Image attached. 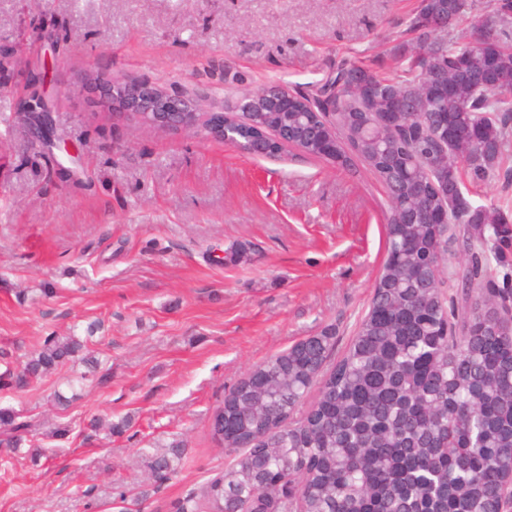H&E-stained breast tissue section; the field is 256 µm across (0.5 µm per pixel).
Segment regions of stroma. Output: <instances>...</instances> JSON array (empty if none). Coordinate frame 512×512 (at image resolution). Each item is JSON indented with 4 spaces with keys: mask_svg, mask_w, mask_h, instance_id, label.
Returning <instances> with one entry per match:
<instances>
[{
    "mask_svg": "<svg viewBox=\"0 0 512 512\" xmlns=\"http://www.w3.org/2000/svg\"><path fill=\"white\" fill-rule=\"evenodd\" d=\"M416 6L0 0V351L17 361L99 322L88 348L111 365L65 408V368L0 391V406L72 429L0 448V512H175L231 461L211 435L224 394L326 329L332 369L386 255L388 197L360 160L254 157L194 130L115 125L81 91L85 73L144 79L208 112L260 85L307 89L343 62L392 77ZM43 109L51 148L30 133ZM440 280L459 309L486 286L512 293V239L454 225ZM93 418L131 424L90 437ZM175 442L177 473L158 482L150 462Z\"/></svg>",
    "mask_w": 512,
    "mask_h": 512,
    "instance_id": "1",
    "label": "stroma"
}]
</instances>
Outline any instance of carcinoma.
Here are the masks:
<instances>
[{
  "instance_id": "obj_1",
  "label": "carcinoma",
  "mask_w": 512,
  "mask_h": 512,
  "mask_svg": "<svg viewBox=\"0 0 512 512\" xmlns=\"http://www.w3.org/2000/svg\"><path fill=\"white\" fill-rule=\"evenodd\" d=\"M472 8L469 0H423L411 20L414 34L395 60L396 75L382 77L364 64H344L298 99L297 111L274 112L268 127L321 125L309 111L336 94V149L350 148L384 184L389 206L414 207L404 191L416 186L428 198L448 193V222L472 224L478 233L508 237L512 219L498 209L473 206L465 181L478 183L495 171L512 141V0H487L498 16L493 34L472 24L466 41L433 36V21L447 31ZM354 84L371 88L363 100ZM411 113L433 123L416 137L379 136L377 112H399L404 94ZM454 149L439 158L435 139ZM387 250L375 297L351 345L322 380L319 395L299 420L282 426L317 382L332 343L324 332L309 336L254 367L224 395L212 417L224 419V436L213 438L233 461L190 495L176 512H502L503 472L512 467V327L509 297L480 294L458 328L438 280L448 232L434 224L386 225ZM87 336H46L14 366L0 389L24 387L68 363L100 373L103 362L85 355ZM0 446L19 450L33 424L0 406ZM183 454L175 443L153 461L157 477L175 473Z\"/></svg>"
}]
</instances>
